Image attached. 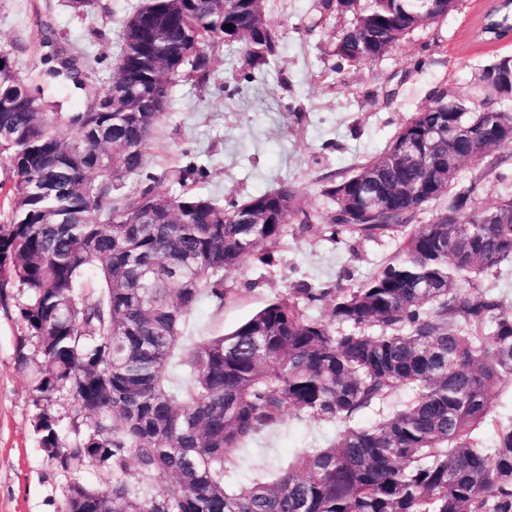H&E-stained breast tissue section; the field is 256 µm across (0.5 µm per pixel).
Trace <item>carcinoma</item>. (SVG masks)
<instances>
[{"label": "carcinoma", "mask_w": 512, "mask_h": 512, "mask_svg": "<svg viewBox=\"0 0 512 512\" xmlns=\"http://www.w3.org/2000/svg\"><path fill=\"white\" fill-rule=\"evenodd\" d=\"M425 0H321V15L349 14L333 54L365 66L416 28ZM252 0H139L123 21L110 83L83 112H34L36 93L13 80L0 53V182L10 201L0 224V304L25 294L16 364L31 375L40 448L63 472L105 469L103 487L68 486L64 512H512V422L491 390L512 379V311L480 292L483 274L512 267V195L482 207L484 179L512 153L463 182L462 165L493 143L483 128L512 120L498 99L442 92L414 113L378 156L350 175L320 179L334 211L298 206L283 184L226 209L186 188L203 169L179 170L175 191L150 176L132 194L120 182L145 168L160 115L110 87L150 85L169 99L184 79L210 82L216 43L242 66L275 60L277 35L251 21ZM168 28V61L133 25ZM77 130L64 138L59 127ZM448 183V208L416 223ZM302 233L335 240L394 239L392 253L356 288L300 283L233 331L194 343L184 335L203 298L224 304L227 275L257 258L273 263L288 215ZM332 303L338 332L306 307ZM33 351L27 352V345ZM400 389L410 398L379 420L353 423ZM76 410L63 441L51 407ZM343 422L323 448L248 486L232 484L235 454L292 415ZM491 425L493 450L474 434ZM138 473V486L127 482ZM165 474L169 484L157 487Z\"/></svg>", "instance_id": "obj_1"}]
</instances>
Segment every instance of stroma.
<instances>
[{"label":"stroma","instance_id":"1","mask_svg":"<svg viewBox=\"0 0 512 512\" xmlns=\"http://www.w3.org/2000/svg\"><path fill=\"white\" fill-rule=\"evenodd\" d=\"M136 0H95L77 13L68 0H0V52L10 53L14 72L37 89L51 112L85 111L84 86L110 80L121 25ZM320 0H265L267 23L278 35L270 67L242 77V62L224 47L211 52L214 77L198 87L180 82L149 143L145 170L160 175L187 165L203 168L193 192L220 205L293 185L302 209L326 212L333 204L320 193L322 174H350L379 155L401 125L440 91L477 95L473 76L498 57L512 55V41L489 46L473 32L484 0H459L443 19L410 32L391 53L362 66L338 64L333 45L350 24L347 16L320 15ZM57 32L59 53L79 57L81 82L61 73L42 45L41 21ZM288 233L273 265L246 262L231 274L235 289L225 304L206 299L192 314L191 336L233 330L255 311L287 293L297 282L316 288H355L391 254L389 238L340 241L322 228ZM15 294L0 308V512H63L67 488L79 480L102 486L111 479L90 467L79 474L54 467L40 449L32 423L38 414L28 373L15 364L25 330ZM341 425L306 414L277 430L262 431L241 449L234 480L247 484L287 465L301 448L334 439Z\"/></svg>","mask_w":512,"mask_h":512}]
</instances>
